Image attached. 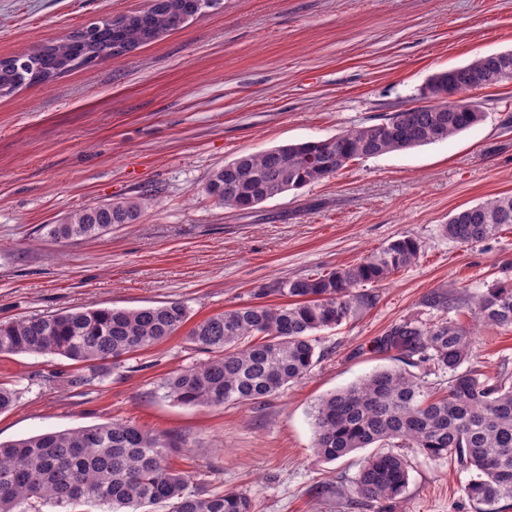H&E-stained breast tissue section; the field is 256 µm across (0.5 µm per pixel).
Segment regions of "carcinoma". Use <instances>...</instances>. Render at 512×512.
I'll list each match as a JSON object with an SVG mask.
<instances>
[{
    "mask_svg": "<svg viewBox=\"0 0 512 512\" xmlns=\"http://www.w3.org/2000/svg\"><path fill=\"white\" fill-rule=\"evenodd\" d=\"M220 0H153L136 12V22L103 19L65 41L0 59V98L24 86L47 84L90 64L88 57L118 56L116 49L148 44L215 9ZM486 56L433 74L424 91L428 103L393 113L384 121L351 128L334 137L277 146L245 154L215 170L207 192L226 208L251 210L293 189L335 176L349 163L436 143L484 120L485 112H450L437 98L443 85L451 95L482 88ZM142 208L125 198L70 213L46 224L56 241L91 238L115 224H131ZM512 226V195L492 197L448 219L444 232L462 244L489 239ZM420 242L405 235L360 262L314 276L284 279L257 296V302L208 316L192 325L187 341L207 360L162 381L166 397L183 405L258 403L306 376L320 358L319 334L355 319L377 299L374 289L393 274L415 265ZM427 304L444 314L427 325L406 321L380 341L382 350L418 356L417 372L377 369L321 398L314 406V450L327 463L372 449L353 481V494L387 512L408 484L409 448L416 455L446 460L470 472L462 487L473 512H505L512 506V383L476 370L460 371L473 352L474 333L445 317L471 306L473 318L512 328V282L499 283L470 299L455 286L432 293ZM177 301L136 309L98 308L34 314L0 323V354L61 356L95 374L119 365L136 352L177 334L188 322ZM448 375L444 391L426 377ZM176 447L168 432L106 422L0 443V512H75L84 503L109 512H254L243 492L190 489V478L174 470Z\"/></svg>",
    "mask_w": 512,
    "mask_h": 512,
    "instance_id": "obj_1",
    "label": "carcinoma"
}]
</instances>
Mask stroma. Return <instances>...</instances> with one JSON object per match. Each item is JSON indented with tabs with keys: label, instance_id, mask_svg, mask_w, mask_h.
I'll return each instance as SVG.
<instances>
[{
	"label": "stroma",
	"instance_id": "35a3bbf8",
	"mask_svg": "<svg viewBox=\"0 0 512 512\" xmlns=\"http://www.w3.org/2000/svg\"><path fill=\"white\" fill-rule=\"evenodd\" d=\"M148 0H0V58L67 39ZM512 50V0H222L129 54L0 98V321L182 302L192 321L253 302L283 278L358 263L404 235L416 265L377 285L375 305L321 334L320 359L263 402L186 406L162 378L203 360L184 333L75 385L83 365L1 354L17 392L0 442L110 421L165 431L169 458L201 491H244L254 512H377L347 492L360 454L314 453L312 407L372 371L406 363L378 341L436 321L427 295L512 280V229L473 245L448 238L459 209L512 194V82L469 91L484 121L448 140L351 162L334 178L238 211L206 192L244 153L326 139L421 104L434 73ZM141 197L131 224L55 241L43 225ZM469 368L512 375V328L482 327ZM392 512H472L469 475L410 456Z\"/></svg>",
	"mask_w": 512,
	"mask_h": 512
}]
</instances>
